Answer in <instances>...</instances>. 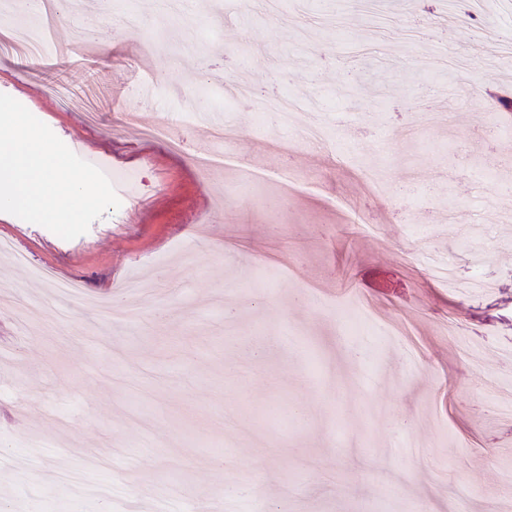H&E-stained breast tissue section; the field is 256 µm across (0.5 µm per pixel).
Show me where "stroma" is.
Segmentation results:
<instances>
[{
	"mask_svg": "<svg viewBox=\"0 0 512 512\" xmlns=\"http://www.w3.org/2000/svg\"><path fill=\"white\" fill-rule=\"evenodd\" d=\"M157 2L86 0L56 18L41 59L0 53V94L135 173L120 207L71 240L0 216L31 259L0 258V280L38 306L31 322L0 302V454L16 455L0 465V512H152L158 485L194 512H254L243 473L274 476V512H448L461 483L485 512L512 469V422L492 411L512 384V235L475 217L512 212V117L493 124L484 95L512 79V0H482L471 19L448 0H218L220 14L185 20ZM228 70L251 96L218 90L205 108L258 171L243 190L223 154L206 170L191 160L192 94ZM420 87L445 121L425 122ZM264 92L321 115L329 146L262 122ZM136 105L151 123L183 113L182 150L125 125ZM436 249L467 295L430 276ZM476 254L493 292L470 285ZM39 267L78 295L55 298ZM131 275L158 285L140 322L103 321L87 299H121ZM345 319L352 361L336 344ZM262 332L294 343L248 359L238 338ZM411 439L415 463L398 451ZM138 442L148 454L126 457ZM350 448L370 458L362 473ZM92 451L109 463L107 503L55 487Z\"/></svg>",
	"mask_w": 512,
	"mask_h": 512,
	"instance_id": "stroma-1",
	"label": "stroma"
}]
</instances>
